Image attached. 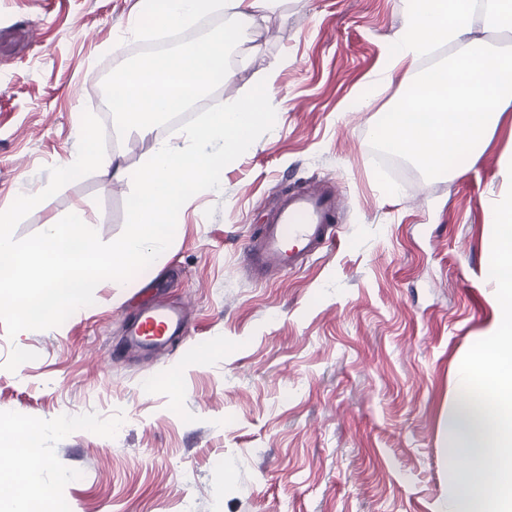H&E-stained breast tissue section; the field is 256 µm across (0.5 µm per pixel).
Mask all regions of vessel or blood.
<instances>
[{
  "label": "vessel or blood",
  "mask_w": 512,
  "mask_h": 512,
  "mask_svg": "<svg viewBox=\"0 0 512 512\" xmlns=\"http://www.w3.org/2000/svg\"><path fill=\"white\" fill-rule=\"evenodd\" d=\"M336 221V197L330 191L316 189L289 194L251 246L254 265L277 273L301 267L333 242ZM183 333L181 311L159 300L127 327L129 344L142 349L171 344Z\"/></svg>",
  "instance_id": "vessel-or-blood-1"
}]
</instances>
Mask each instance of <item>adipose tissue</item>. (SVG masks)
<instances>
[{
  "instance_id": "obj_1",
  "label": "adipose tissue",
  "mask_w": 512,
  "mask_h": 512,
  "mask_svg": "<svg viewBox=\"0 0 512 512\" xmlns=\"http://www.w3.org/2000/svg\"><path fill=\"white\" fill-rule=\"evenodd\" d=\"M278 0H163L159 25L180 29L191 26L208 10L219 9L230 18L250 21L255 17L271 18L276 13ZM8 430L18 436L14 450L16 464L0 468V487L15 486L6 512H56L53 503L39 492L41 461L31 439L33 432L24 423L0 419V432Z\"/></svg>"
}]
</instances>
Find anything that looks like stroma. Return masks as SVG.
I'll return each instance as SVG.
<instances>
[{
	"label": "stroma",
	"mask_w": 512,
	"mask_h": 512,
	"mask_svg": "<svg viewBox=\"0 0 512 512\" xmlns=\"http://www.w3.org/2000/svg\"><path fill=\"white\" fill-rule=\"evenodd\" d=\"M139 0H0V209L77 152L83 110L141 50ZM408 0H281L255 18L204 107L278 67L273 128L181 208L160 265L104 281L62 325L8 339L0 417L43 430L40 491L59 512H436L448 497L442 424L457 369L493 317L485 200L506 194L512 111L453 178L374 172L370 134L407 89L387 70ZM339 199L338 239L299 270L258 278L252 240L281 199ZM131 182L95 172L17 226L84 207L102 241L125 225ZM188 329L151 357L123 327L155 293Z\"/></svg>",
	"instance_id": "35a3bbf8"
}]
</instances>
